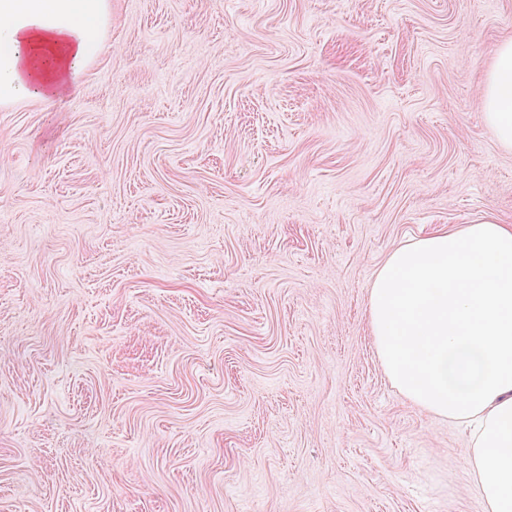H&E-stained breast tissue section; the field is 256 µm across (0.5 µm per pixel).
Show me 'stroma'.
Segmentation results:
<instances>
[{"label":"stroma","instance_id":"stroma-1","mask_svg":"<svg viewBox=\"0 0 512 512\" xmlns=\"http://www.w3.org/2000/svg\"><path fill=\"white\" fill-rule=\"evenodd\" d=\"M512 0H111L0 105V512H488L368 322L404 241L512 224ZM498 142L512 149V39L499 43L493 68L478 101Z\"/></svg>","mask_w":512,"mask_h":512}]
</instances>
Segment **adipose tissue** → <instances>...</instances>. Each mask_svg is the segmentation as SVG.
Instances as JSON below:
<instances>
[{
  "instance_id": "obj_1",
  "label": "adipose tissue",
  "mask_w": 512,
  "mask_h": 512,
  "mask_svg": "<svg viewBox=\"0 0 512 512\" xmlns=\"http://www.w3.org/2000/svg\"><path fill=\"white\" fill-rule=\"evenodd\" d=\"M109 0H0V104L61 97L96 53ZM478 106L512 149V39ZM368 316L382 366L412 404L474 425L489 512H512V226L486 217L394 249Z\"/></svg>"
}]
</instances>
